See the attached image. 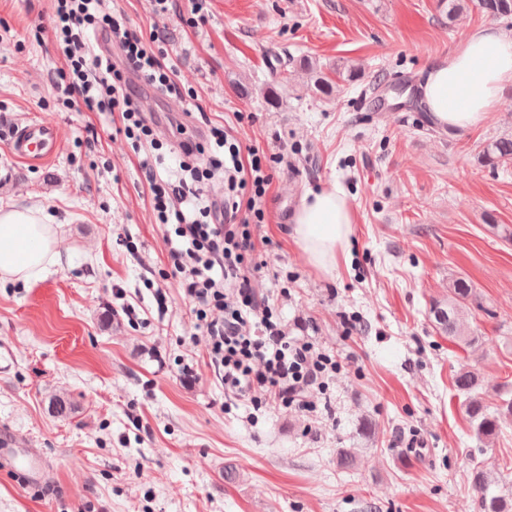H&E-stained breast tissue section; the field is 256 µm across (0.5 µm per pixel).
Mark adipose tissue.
I'll return each mask as SVG.
<instances>
[{"label":"adipose tissue","instance_id":"obj_1","mask_svg":"<svg viewBox=\"0 0 512 512\" xmlns=\"http://www.w3.org/2000/svg\"><path fill=\"white\" fill-rule=\"evenodd\" d=\"M512 87V34L493 25L471 30L446 58L431 63L420 84L433 121L449 131L482 123ZM293 239L311 265L332 271L349 243L354 207L335 182L307 192L295 209ZM57 225L42 208H0V279L30 283L57 264Z\"/></svg>","mask_w":512,"mask_h":512}]
</instances>
